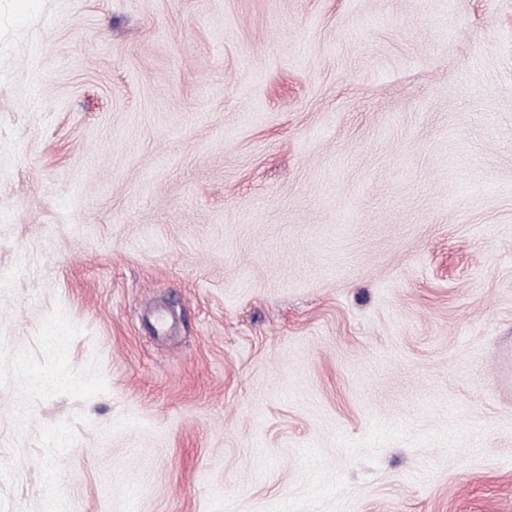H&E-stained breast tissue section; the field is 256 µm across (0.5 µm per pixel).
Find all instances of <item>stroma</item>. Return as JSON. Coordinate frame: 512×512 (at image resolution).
<instances>
[{
  "mask_svg": "<svg viewBox=\"0 0 512 512\" xmlns=\"http://www.w3.org/2000/svg\"><path fill=\"white\" fill-rule=\"evenodd\" d=\"M0 512H512V0H0Z\"/></svg>",
  "mask_w": 512,
  "mask_h": 512,
  "instance_id": "35a3bbf8",
  "label": "stroma"
}]
</instances>
